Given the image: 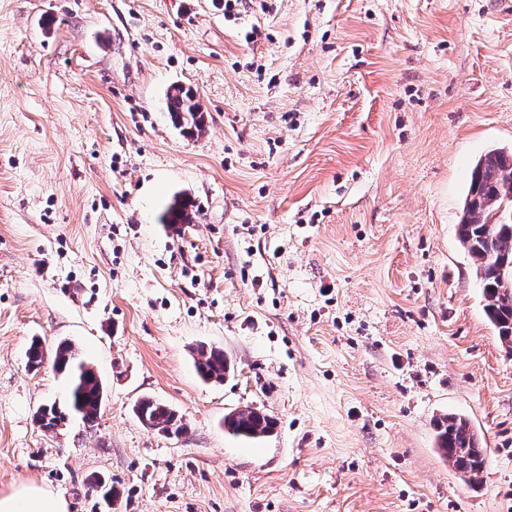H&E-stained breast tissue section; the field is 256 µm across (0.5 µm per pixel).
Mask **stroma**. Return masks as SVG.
<instances>
[{
	"label": "stroma",
	"mask_w": 512,
	"mask_h": 512,
	"mask_svg": "<svg viewBox=\"0 0 512 512\" xmlns=\"http://www.w3.org/2000/svg\"><path fill=\"white\" fill-rule=\"evenodd\" d=\"M259 26L257 41L242 34ZM191 88L202 134L176 128ZM512 147L504 0H0V494L68 512H512V351L457 236ZM187 201V224L158 217ZM101 376L95 427L36 421ZM230 372L203 382L199 346ZM151 397L174 435L133 413ZM272 416L242 440L224 415ZM482 435L465 483L434 423ZM166 107L173 123L187 133L204 130L203 110L190 89L181 85L172 86L166 94ZM54 359V370L66 376L69 383L66 410L61 411L55 404L38 411L41 426L53 429L68 416L79 418L88 428L98 420L103 404L104 386L101 377L67 342H60ZM134 415L147 427L164 433H182L185 429L176 411L152 398L140 399L133 408ZM0 512H68L67 501L48 486L30 483L0 496Z\"/></svg>",
	"instance_id": "1"
}]
</instances>
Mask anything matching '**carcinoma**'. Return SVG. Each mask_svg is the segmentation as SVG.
Segmentation results:
<instances>
[{
    "label": "carcinoma",
    "mask_w": 512,
    "mask_h": 512,
    "mask_svg": "<svg viewBox=\"0 0 512 512\" xmlns=\"http://www.w3.org/2000/svg\"><path fill=\"white\" fill-rule=\"evenodd\" d=\"M167 112L176 125L187 133L204 130L202 108L195 94L181 85L166 94ZM167 224L190 222L187 205L173 202L162 215ZM459 241L480 278L483 310L498 337L512 350V291L502 289L501 280L512 283V150L494 148L481 155L471 171L461 217ZM508 259L502 267L500 258ZM54 370L66 376L69 383L66 410L56 405L38 411L41 426L53 429L73 416L91 428L98 420L103 404L101 377L74 347L61 342L56 347ZM195 368L204 381H224L227 359L224 351L200 347L196 350ZM27 366L38 370L44 362L42 343L34 339L26 352ZM134 415L147 427L164 433L179 434L184 425L170 406L152 398L135 404ZM274 419L266 413L247 408L224 416V431L236 438L256 440L273 431ZM436 441L441 455L452 462L461 479L469 484L479 482L483 455L481 441L465 417L448 413L436 421Z\"/></svg>",
    "instance_id": "obj_1"
}]
</instances>
